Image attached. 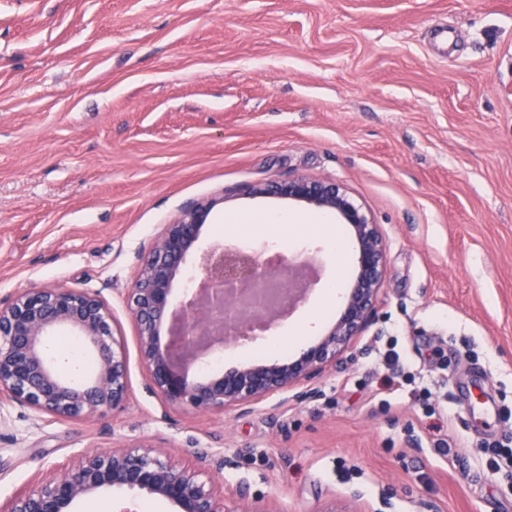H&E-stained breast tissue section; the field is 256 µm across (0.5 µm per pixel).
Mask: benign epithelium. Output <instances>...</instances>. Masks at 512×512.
<instances>
[{
  "mask_svg": "<svg viewBox=\"0 0 512 512\" xmlns=\"http://www.w3.org/2000/svg\"><path fill=\"white\" fill-rule=\"evenodd\" d=\"M247 194L286 200L336 217L353 244L356 265L339 312L318 341L282 363L210 371L224 344L252 343L276 326L319 284L307 276L313 257L285 271L278 253L202 246L216 200L182 211L140 257L126 294L151 392L196 412L251 411L314 398L307 384L336 367L376 315L386 272V241L346 190L334 181L298 176L251 186ZM170 340L161 343L162 333ZM78 341L94 358L77 380L51 351L53 338ZM201 373L189 376L187 365ZM129 393L126 357L112 309L97 292L68 288L24 291L0 306V405L17 404L39 418L91 417L116 409ZM112 489L167 501L174 512H247L231 508L212 478L174 462L158 446L134 445L85 454L41 474L0 512H74L81 499Z\"/></svg>",
  "mask_w": 512,
  "mask_h": 512,
  "instance_id": "obj_1",
  "label": "benign epithelium"
}]
</instances>
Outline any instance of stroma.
Segmentation results:
<instances>
[{
	"label": "stroma",
	"instance_id": "obj_1",
	"mask_svg": "<svg viewBox=\"0 0 512 512\" xmlns=\"http://www.w3.org/2000/svg\"><path fill=\"white\" fill-rule=\"evenodd\" d=\"M332 180L387 243L376 316L316 398L200 413L148 389L123 302L147 248L194 202ZM324 283L354 269L315 233ZM97 290L130 398L81 420L0 406V502L85 452L162 447L250 512H512V0H0V303ZM336 314L323 287L218 370L300 355ZM315 321L314 333L301 327ZM400 356L389 367L388 352ZM230 466L214 470L207 456ZM77 512H171L103 491Z\"/></svg>",
	"mask_w": 512,
	"mask_h": 512
}]
</instances>
